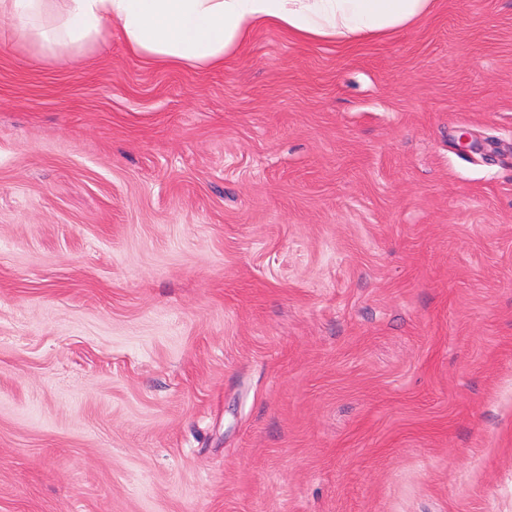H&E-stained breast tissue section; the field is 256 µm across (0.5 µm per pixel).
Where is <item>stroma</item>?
<instances>
[{"label": "stroma", "mask_w": 512, "mask_h": 512, "mask_svg": "<svg viewBox=\"0 0 512 512\" xmlns=\"http://www.w3.org/2000/svg\"><path fill=\"white\" fill-rule=\"evenodd\" d=\"M0 512H512V0L220 69L0 29Z\"/></svg>", "instance_id": "35a3bbf8"}]
</instances>
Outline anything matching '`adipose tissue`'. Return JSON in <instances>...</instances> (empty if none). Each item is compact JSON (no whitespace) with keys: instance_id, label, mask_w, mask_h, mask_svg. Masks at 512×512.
Instances as JSON below:
<instances>
[{"instance_id":"ef3b65f1","label":"adipose tissue","mask_w":512,"mask_h":512,"mask_svg":"<svg viewBox=\"0 0 512 512\" xmlns=\"http://www.w3.org/2000/svg\"><path fill=\"white\" fill-rule=\"evenodd\" d=\"M437 0H0L10 38L46 57L76 55L120 33L147 62L218 68L261 28L305 42L390 37L428 19Z\"/></svg>"}]
</instances>
